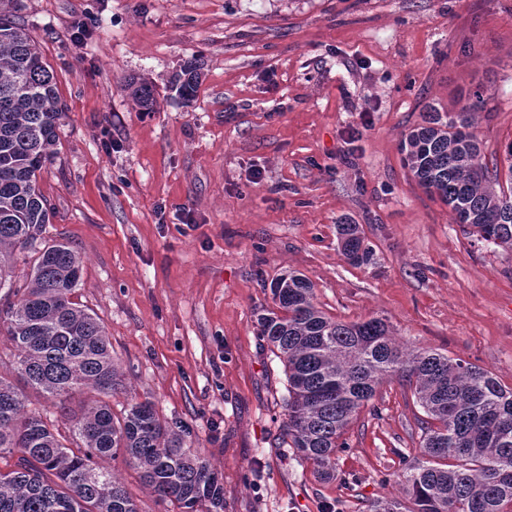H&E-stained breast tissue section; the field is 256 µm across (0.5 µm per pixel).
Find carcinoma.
<instances>
[{
    "mask_svg": "<svg viewBox=\"0 0 512 512\" xmlns=\"http://www.w3.org/2000/svg\"><path fill=\"white\" fill-rule=\"evenodd\" d=\"M200 68L177 75L191 101ZM136 105L156 111L153 88L127 81ZM479 88L457 110L432 106L401 142L418 184L438 196L481 240L512 250V194L481 162L471 115L484 108ZM64 109L39 45L8 11H0V334L14 348L12 371L0 373V512H140L116 469L121 460L161 501L182 512H224V480L178 423L155 405L130 400L117 415L102 399L73 408L77 394L106 397L124 390L122 373L101 320L73 300L81 259L65 242H44L52 209L38 177L57 154ZM343 255L372 259L356 224L337 225ZM28 268L17 284L16 267ZM274 307L257 318L258 334L284 364L288 380L283 442L321 480L334 478L340 438L378 386L396 376L436 426L424 427V461L398 475L399 494L372 502L370 512H503L512 504V388L488 372L432 348L400 346L374 318L344 323L314 301L311 281L291 272L270 287ZM52 400L78 440L72 449L47 418L26 408L24 390Z\"/></svg>",
    "mask_w": 512,
    "mask_h": 512,
    "instance_id": "cac0c4a2",
    "label": "carcinoma"
}]
</instances>
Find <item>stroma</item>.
I'll return each instance as SVG.
<instances>
[{
    "instance_id": "35a3bbf8",
    "label": "stroma",
    "mask_w": 512,
    "mask_h": 512,
    "mask_svg": "<svg viewBox=\"0 0 512 512\" xmlns=\"http://www.w3.org/2000/svg\"><path fill=\"white\" fill-rule=\"evenodd\" d=\"M65 116L39 187L48 240L82 259L126 396L184 423L224 477V512H368L422 456V408L380 385L336 478L284 444V367L257 334L294 271L328 316L464 359L512 388V252L479 240L404 165L436 106L491 90L488 168L512 144V0H18ZM198 61L184 103L172 79ZM146 79L158 109L122 89ZM373 250L351 265L336 226Z\"/></svg>"
}]
</instances>
